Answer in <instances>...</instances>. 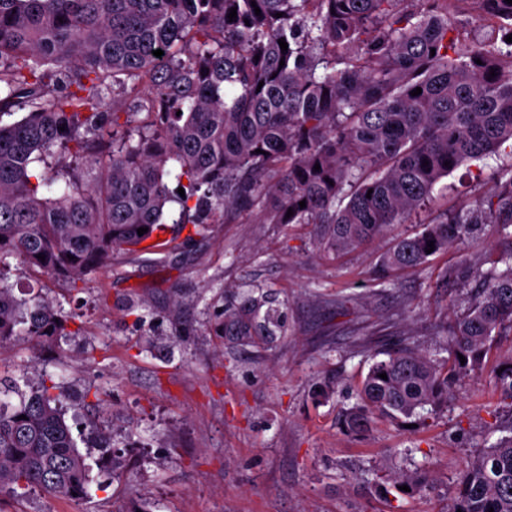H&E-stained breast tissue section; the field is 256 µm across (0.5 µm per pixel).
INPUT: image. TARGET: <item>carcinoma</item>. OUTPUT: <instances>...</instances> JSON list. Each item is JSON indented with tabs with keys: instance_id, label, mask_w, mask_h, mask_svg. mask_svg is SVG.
Masks as SVG:
<instances>
[{
	"instance_id": "carcinoma-1",
	"label": "carcinoma",
	"mask_w": 512,
	"mask_h": 512,
	"mask_svg": "<svg viewBox=\"0 0 512 512\" xmlns=\"http://www.w3.org/2000/svg\"><path fill=\"white\" fill-rule=\"evenodd\" d=\"M469 2L0 0V260L75 286L158 248L144 242L169 220L187 241L206 224H307L334 254L393 224L423 225L382 254L386 273L424 268L427 244L445 252L486 225L498 244L490 268L457 264L436 282L479 284L455 313L448 358L385 352L340 426L362 436L378 414L421 419L512 332V169L485 195L431 208L440 179L512 150V5L480 0L495 30L473 40L458 19ZM71 319L0 283V346L23 336L50 348L78 334ZM282 327L279 307L251 292L224 310V335L237 340ZM501 365L495 382L512 399V358ZM55 389L0 382L19 397L0 400V497H91ZM509 432L473 455L449 512H512ZM388 481L413 492L427 477Z\"/></svg>"
}]
</instances>
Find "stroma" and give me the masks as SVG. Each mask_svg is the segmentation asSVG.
<instances>
[{
	"label": "stroma",
	"mask_w": 512,
	"mask_h": 512,
	"mask_svg": "<svg viewBox=\"0 0 512 512\" xmlns=\"http://www.w3.org/2000/svg\"><path fill=\"white\" fill-rule=\"evenodd\" d=\"M510 167L506 151L463 164L435 186L434 202L481 195ZM496 249L476 233L426 269L391 273V288L380 279L382 245L328 256L296 224H210L204 236L103 269L78 291L7 258L0 273L15 296L40 291L80 333L46 350L8 342L0 375L22 387L51 375L78 448L92 445L90 422L112 433L108 456L88 460L100 486L90 500L30 493L8 500V512H117L134 501L151 512H447L473 454L506 434L512 399L493 376L512 357V333L423 425L380 418L351 437L338 419L382 352L408 346L447 358L448 303L459 291L436 289L437 276ZM254 286L288 329L241 342L225 335L223 310ZM132 299L148 301L156 319L128 315ZM415 468L431 487L384 490L385 472Z\"/></svg>",
	"instance_id": "1"
}]
</instances>
